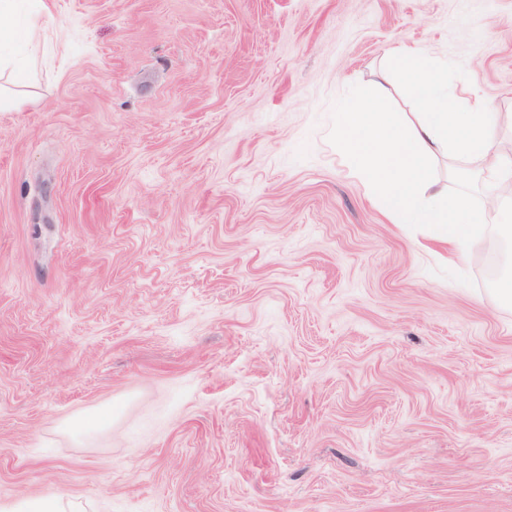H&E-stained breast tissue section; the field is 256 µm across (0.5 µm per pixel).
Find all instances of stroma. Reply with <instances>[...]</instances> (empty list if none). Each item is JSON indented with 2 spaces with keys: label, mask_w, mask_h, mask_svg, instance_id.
<instances>
[{
  "label": "stroma",
  "mask_w": 512,
  "mask_h": 512,
  "mask_svg": "<svg viewBox=\"0 0 512 512\" xmlns=\"http://www.w3.org/2000/svg\"><path fill=\"white\" fill-rule=\"evenodd\" d=\"M0 84V500L82 512H512V308L389 223L336 116L423 106L512 156V0H42ZM477 210L479 162L440 155ZM1 512H67L74 510L73 504L61 496L49 495L23 502H1Z\"/></svg>",
  "instance_id": "obj_1"
}]
</instances>
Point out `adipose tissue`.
I'll return each mask as SVG.
<instances>
[{
	"label": "adipose tissue",
	"mask_w": 512,
	"mask_h": 512,
	"mask_svg": "<svg viewBox=\"0 0 512 512\" xmlns=\"http://www.w3.org/2000/svg\"><path fill=\"white\" fill-rule=\"evenodd\" d=\"M390 56L425 112L406 129L369 102L350 104L336 119V150L375 191L391 223L434 224L438 238L465 261L486 213L439 188L428 161L445 153L482 161L496 188L512 195V161L492 151L490 104L470 90L449 92L442 73L418 51L401 47Z\"/></svg>",
	"instance_id": "obj_1"
}]
</instances>
